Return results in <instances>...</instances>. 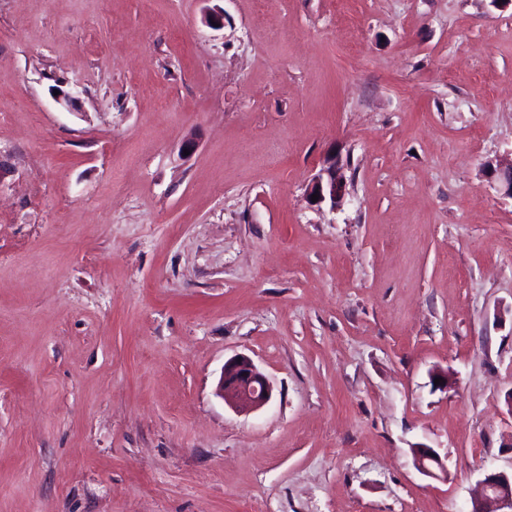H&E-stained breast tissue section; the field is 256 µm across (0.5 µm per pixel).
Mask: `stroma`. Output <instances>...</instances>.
<instances>
[{
    "label": "stroma",
    "mask_w": 512,
    "mask_h": 512,
    "mask_svg": "<svg viewBox=\"0 0 512 512\" xmlns=\"http://www.w3.org/2000/svg\"><path fill=\"white\" fill-rule=\"evenodd\" d=\"M509 165L512 4L0 0V512H469L512 471ZM313 194L319 195L317 202H312ZM346 194L347 179L342 168L336 166V160L315 174L307 186V196L312 204L321 206L328 201L333 210L341 205ZM216 395L235 411L248 413L271 400L273 386L249 357L237 356L224 364ZM411 454L414 466L420 473L437 477L438 475L434 472L435 468L444 474L447 473L439 454L433 448L417 446L411 449Z\"/></svg>",
    "instance_id": "stroma-1"
}]
</instances>
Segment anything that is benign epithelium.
Wrapping results in <instances>:
<instances>
[{"mask_svg": "<svg viewBox=\"0 0 512 512\" xmlns=\"http://www.w3.org/2000/svg\"><path fill=\"white\" fill-rule=\"evenodd\" d=\"M319 195L315 205L330 203L336 209L347 194V179L336 162L329 163L315 174L307 186V196ZM216 395L239 413L264 407L272 398L273 386L267 376L246 356H237L224 364ZM415 468L434 477L446 472L439 454L427 446L411 449ZM469 512H512V474L497 472L480 481V492L471 502Z\"/></svg>", "mask_w": 512, "mask_h": 512, "instance_id": "obj_1", "label": "benign epithelium"}]
</instances>
